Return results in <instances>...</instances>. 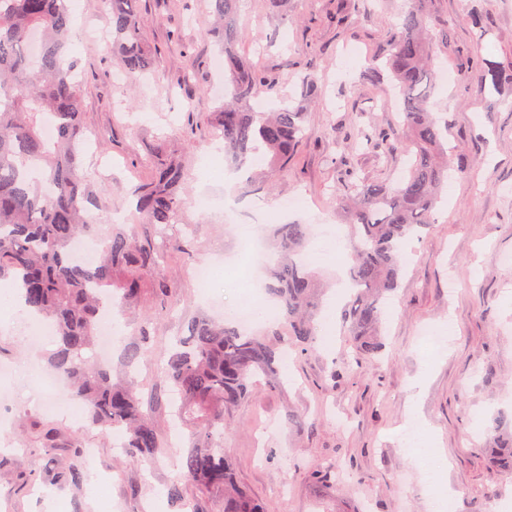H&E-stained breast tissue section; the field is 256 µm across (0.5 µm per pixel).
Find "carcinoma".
Masks as SVG:
<instances>
[{"mask_svg":"<svg viewBox=\"0 0 512 512\" xmlns=\"http://www.w3.org/2000/svg\"><path fill=\"white\" fill-rule=\"evenodd\" d=\"M240 0H211L215 24L210 36L224 52L229 91L219 101L224 158L250 175L242 191L259 186L252 169L260 156L272 172L286 169L304 135L303 105L280 94L276 78L250 65L236 52L242 35L235 25ZM112 31V54L129 77L147 74L153 63L137 0H105ZM436 22L427 0H413L399 16L382 53V65L399 89L401 131L368 134L386 153L408 158L407 173L397 182L369 180L345 168L343 210L355 236V262L349 279L355 292L343 311L358 357L374 360L383 350V299L402 272L404 245L434 223V210L448 188V177L467 164L454 155L448 120L432 112L435 87L431 53ZM71 21L66 0H0V281L21 292L26 309L52 322L58 339L48 365L69 384L89 419L125 431L135 455L159 451L158 435L128 386L88 362L106 294L132 304L146 280L163 263L162 246L141 245L122 230L97 239L100 259L78 265L69 254L71 241L96 234L89 220L95 199L79 164L86 130L81 121L82 91L66 48ZM39 35V54L28 53ZM484 83L492 92L512 86V61L481 59ZM277 101L267 112L252 106L258 91ZM51 124L54 135L44 136ZM185 177L177 161L159 164L152 179L132 191L134 213L149 224H179ZM308 224H277L269 253L267 293L278 300L283 323L271 332L297 345L316 337L313 271L304 255ZM189 336L162 368V378L179 394L176 418L193 429V446L183 469L196 487L222 495V512H264L236 480L224 451V419L248 395L253 378L275 374L286 351L270 339L249 334L236 324L198 318ZM83 472L75 463L49 470L53 485L76 483Z\"/></svg>","mask_w":512,"mask_h":512,"instance_id":"cac0c4a2","label":"carcinoma"}]
</instances>
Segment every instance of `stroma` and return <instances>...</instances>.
<instances>
[{"instance_id":"35a3bbf8","label":"stroma","mask_w":512,"mask_h":512,"mask_svg":"<svg viewBox=\"0 0 512 512\" xmlns=\"http://www.w3.org/2000/svg\"><path fill=\"white\" fill-rule=\"evenodd\" d=\"M154 52V70L139 83L118 81V68L102 36L104 0H69L73 23L67 52L83 89V123L102 135L80 159L98 210L143 243H164L167 261L158 270L168 294L145 289L137 320L118 317L109 370L114 382L132 385L163 448L134 455L114 447L111 429L85 415L45 411L46 391H31L19 369L45 362L47 350L27 344L35 322L0 307V512H174L167 488L185 483L179 459L189 449L188 431L171 415L172 397L159 376L174 340L195 316L214 315L217 305L252 301L257 328L275 303L251 300L238 276L217 279L201 295L192 276L200 262L243 261L246 227L340 222L338 199L343 162L363 177L402 168L394 153L357 146L359 126L389 129L397 121L386 104L394 89L388 75L367 79L371 59L404 10V0H241L238 26L246 37L241 55L275 75L287 96L299 97V77L311 72L316 91L307 103L305 136L287 169L268 189L241 196L238 184L219 173L216 148L222 132L213 120L210 87L218 49L206 38L209 0H140ZM430 11L447 22L448 37L436 42L437 70L456 73L437 84L436 110L453 128L459 156L469 165L456 177L434 224L405 255L399 287L385 302V351L378 362L351 363L341 321L344 285L352 264L346 235L311 238L318 297V338L290 352L281 385L260 380L224 421V446L238 481L265 512H512V475L493 466V427L512 420V88L485 91L480 57L512 59V0H430ZM478 10L490 39L460 23ZM161 155L188 171L184 221L160 226L132 216L129 201L154 169L144 158ZM302 194L307 209L281 212V201ZM151 320L148 357L130 361L139 317ZM448 332L446 347L429 352L423 329ZM420 423L423 448H408V421ZM55 433L52 451L40 431ZM83 442L81 457L70 446ZM437 472L429 481L418 461ZM339 462L344 479L322 482L312 473L323 461ZM78 462L86 477L59 488L42 479L52 467ZM186 485L194 512H218L221 496Z\"/></svg>"}]
</instances>
